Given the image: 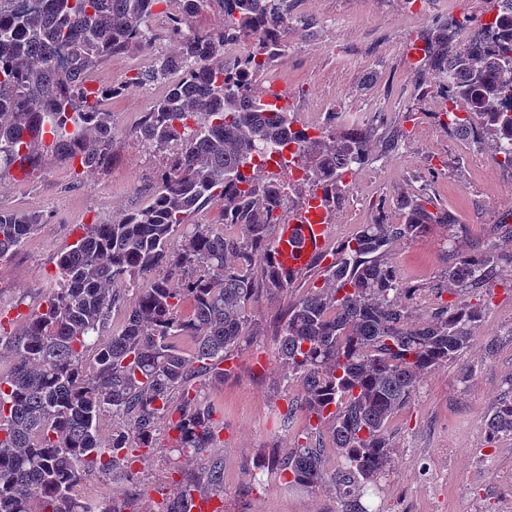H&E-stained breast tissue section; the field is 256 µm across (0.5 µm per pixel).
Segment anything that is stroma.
<instances>
[{
  "label": "stroma",
  "instance_id": "1",
  "mask_svg": "<svg viewBox=\"0 0 512 512\" xmlns=\"http://www.w3.org/2000/svg\"><path fill=\"white\" fill-rule=\"evenodd\" d=\"M404 7V0H307L287 52L257 79L260 87H280L300 127L312 120L320 98L337 111H375L367 123L373 134L369 155L357 171L369 181L370 192L349 221L332 224L330 249L361 225L399 223L397 199L419 191L448 206L465 225L457 241L461 249L490 238L499 215L512 211V168L501 165L490 140L451 134L423 119L409 126L408 109L422 104L423 94H436L440 82L429 67L411 71L405 64ZM176 46L171 32L153 34L149 46L109 59L95 75L100 83L122 84L145 59ZM154 95L133 87L107 101L115 128L108 173L76 176L51 156L30 176L0 181V205L37 210L45 218L43 227L0 263V311L30 312L43 302L56 282L60 252L83 232V214L98 222L116 219L148 202L155 175L166 163L162 153L139 140L138 126ZM404 129L405 148L384 150L383 141ZM390 253L402 280L417 289L416 315H424L436 302L432 287L443 267L442 229L393 243ZM320 281V268L306 269L288 296L261 301L254 316L259 334L234 353L231 377L196 381L200 399L222 412L219 442L201 458L178 455L169 438H162L146 461L134 465L137 512H153L157 499L169 493L176 465L197 480L198 495L222 501V512H337L331 486H296L258 468L263 457L285 456L306 441L303 414L295 415L289 429L279 426L302 387L284 378L276 330L289 296ZM461 299L486 307L477 340L457 361L426 374L393 419L391 464L376 494L365 499L371 512H401L406 506L414 512H512V438L488 443L484 426L488 410L512 391V275L501 274L494 289L469 291ZM465 364L473 368L466 381L460 374ZM213 462L224 470L218 491L201 479Z\"/></svg>",
  "mask_w": 512,
  "mask_h": 512
}]
</instances>
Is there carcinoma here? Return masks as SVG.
I'll return each instance as SVG.
<instances>
[{"mask_svg":"<svg viewBox=\"0 0 512 512\" xmlns=\"http://www.w3.org/2000/svg\"><path fill=\"white\" fill-rule=\"evenodd\" d=\"M488 26L500 40L490 52L449 49L459 30L423 39L424 62L450 83L463 114L448 113V130L488 136L512 166V112L498 107L512 95V0H495ZM164 0H40L35 8L0 12V175L33 170L51 153L83 172L112 166V113L104 102L124 86L86 87L85 77L115 55L151 42L150 21ZM186 20L216 5L224 25L188 35L175 26L178 50L136 72L130 84L164 86L139 128L149 148L167 153L149 202L118 220L85 227L57 260V280L44 302L16 330L0 325V512H125L137 499L132 464L149 456L161 429L177 450L213 448L221 428L216 409L197 399L193 380L231 374L234 351L255 327L253 306L293 287L274 263L276 208L286 206L283 183L258 175L263 149L297 144L296 157L327 191L340 174L366 159L371 132L319 136L293 129L288 112L263 102L255 85L264 70L257 55L288 48V0H183ZM275 31L249 44L258 24ZM240 42L250 73L244 87L224 76V45ZM67 49L66 58L58 49ZM219 207L217 224H191L203 206ZM398 224H364L332 254L323 285L292 299L281 320L278 358L286 378L303 387L300 409L326 430L336 453L332 474L321 446L293 449L267 467L306 487L329 483L339 512H369L372 494L391 464L390 422L423 375L471 348L485 306L440 302L414 319L417 289L387 260L397 240H416L439 225L451 246L438 294L484 287L512 270V212L494 225L496 237L461 250L464 233L448 208L421 195L397 200ZM38 212L0 206V258L43 226ZM181 231L177 251L170 240ZM153 271L161 275L141 282ZM192 312L181 314L185 300ZM125 308L112 330V310ZM194 342L186 355L177 345ZM180 404L170 406L173 395ZM116 425L102 442L101 418ZM488 442L512 437V398L485 416ZM93 471L124 486L123 498L94 503L72 496ZM162 512H189L194 488L171 481Z\"/></svg>","mask_w":512,"mask_h":512,"instance_id":"cac0c4a2","label":"carcinoma"}]
</instances>
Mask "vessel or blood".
Here are the masks:
<instances>
[{
	"instance_id": "1",
	"label": "vessel or blood",
	"mask_w": 512,
	"mask_h": 512,
	"mask_svg": "<svg viewBox=\"0 0 512 512\" xmlns=\"http://www.w3.org/2000/svg\"><path fill=\"white\" fill-rule=\"evenodd\" d=\"M330 226L323 216L301 215L279 226L274 260L288 274L306 269L322 252L329 237Z\"/></svg>"
}]
</instances>
